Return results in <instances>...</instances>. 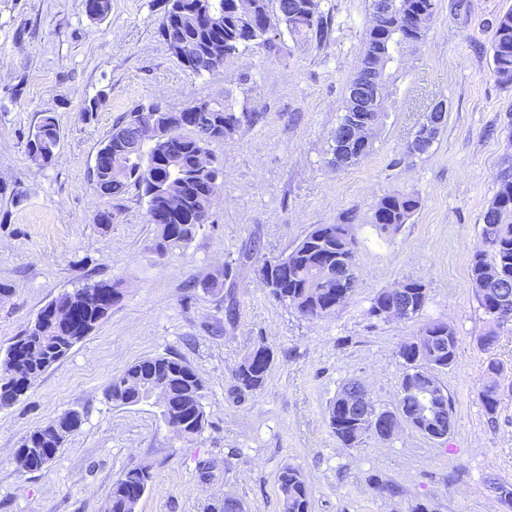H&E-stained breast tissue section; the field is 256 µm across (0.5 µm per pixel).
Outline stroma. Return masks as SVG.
Segmentation results:
<instances>
[{
	"instance_id": "stroma-1",
	"label": "stroma",
	"mask_w": 512,
	"mask_h": 512,
	"mask_svg": "<svg viewBox=\"0 0 512 512\" xmlns=\"http://www.w3.org/2000/svg\"><path fill=\"white\" fill-rule=\"evenodd\" d=\"M330 39L294 43L272 32L265 46L204 76L185 72L159 39L161 0H111L103 20L83 0H0V349L59 293L115 280L121 300L108 317L47 369L13 405L0 408V512H104L113 481L149 466L137 512H206L230 495L247 512H280L277 476L298 467L310 512H507L485 480L512 485V323L490 350L469 279L483 211L496 191L512 129V86L492 70L491 22L512 0H438L423 44L405 55L370 155L330 162L332 132L371 25V0H320ZM231 94L257 113L212 144L224 175L206 224L187 248L158 260L155 229L136 191L99 195L92 169L99 144L138 105L177 112L191 101ZM103 106L84 113L86 100ZM448 107L429 154L407 145L436 100ZM54 113L60 143L51 163L31 161L27 136ZM412 191L420 209L387 239L370 226L378 200ZM112 211L109 228L95 215ZM356 212L358 287L331 316L302 317L261 285L253 244L287 253L314 224ZM427 291L422 319L457 332L452 368L438 377L454 403L446 440L402 426L385 441L345 448L326 408L344 382L361 380L377 406L395 409L401 343L422 319L381 322L366 310L403 280ZM273 353L265 385L239 402L230 390L243 357ZM189 363L205 385L208 423L193 440L176 436L151 404L119 406L105 390L146 357ZM504 367L495 420L480 402L488 360ZM76 409L83 416L53 462L26 472L14 453L37 427ZM210 462L201 479L199 461ZM397 486L389 494L388 486Z\"/></svg>"
}]
</instances>
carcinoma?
I'll return each instance as SVG.
<instances>
[{"instance_id": "1", "label": "carcinoma", "mask_w": 512, "mask_h": 512, "mask_svg": "<svg viewBox=\"0 0 512 512\" xmlns=\"http://www.w3.org/2000/svg\"><path fill=\"white\" fill-rule=\"evenodd\" d=\"M383 1L387 13L382 16L378 14V6ZM110 9V0H85L86 13L94 20L106 18ZM371 9L372 25L360 48V63L349 85H354L367 72L380 77L383 93L375 112L380 124L389 97L388 71L399 67L405 53L425 41L429 24L438 10V0H372ZM271 14L280 16L279 24L293 41L322 43L330 35L328 18L320 11L319 0H164L157 33L186 72L202 76L206 71L198 68L195 61L210 50L222 51L227 60L263 45L269 30L262 27L261 19ZM493 31V74L500 84L509 86L512 85V9L496 15ZM210 104L219 126L205 139L201 138L197 126L188 124L170 140L142 145L140 155L135 158L115 160L126 152L127 141L137 135L148 112L160 109L155 104L140 105L113 128L97 152L93 186L98 194L117 198L133 188L146 201L149 213L158 208L162 196L170 198L173 208L156 224L152 244L156 253L169 255L183 250L209 218L210 181L221 174V170L216 165L200 166L198 154H211L212 143L233 137L242 125L256 120L255 113L236 110L228 91L224 92L223 99H212ZM59 142L60 130L55 116L51 112L41 113L28 135V155L34 161L48 164ZM420 205V197L414 192L386 194L377 202L371 224L378 236L391 235L407 223ZM354 220L351 214L340 224L314 225L288 254L262 258L257 273L262 277L271 275L272 293L300 315L311 319L331 315L347 302L344 291L352 294L357 288L358 241L353 232ZM482 220L483 248L470 259L469 278L488 322V329L478 338V343L488 350L497 342L496 328L512 322V154L508 152L497 175L496 192ZM328 273L349 275L350 288L344 290L337 282L325 279ZM408 285V294L400 298V303L412 306L410 319L413 320L421 315L427 292L420 282L410 280ZM99 290L112 291L114 304L122 296L118 282H97L64 291L58 300L80 311L79 323L65 327L55 323L54 302L51 301L8 346L0 357V407L14 404L38 376L65 357L109 315V311L95 304L93 294ZM261 351L260 357L256 356V351H251L235 369L231 390L235 398L242 400L264 386L273 354L264 346ZM457 351L455 329L438 319L425 322L416 336L405 341L398 350L405 366L400 391H405L414 380L426 379L438 393L445 434L437 436L413 420L408 422L433 440L448 437L453 406L448 391L432 370L452 367ZM503 371L504 367L496 360L487 361L483 369L480 401L490 420L495 418L500 406ZM156 378L167 381L173 399L181 404L184 438L191 440L201 434L206 423L203 381L195 369L181 359L154 356L137 361L112 378L106 395L119 405L147 403ZM327 415L332 432L346 448H357L366 439L379 437L376 432L371 436L357 435L351 422L337 410L335 399L330 401ZM81 423L82 417L70 411L30 432L16 451L17 465L28 472L42 470L59 452L64 438ZM150 481L151 474L144 466L125 470L112 482L105 512H137ZM277 482L282 494V512H309L308 488L297 467H284Z\"/></svg>"}]
</instances>
